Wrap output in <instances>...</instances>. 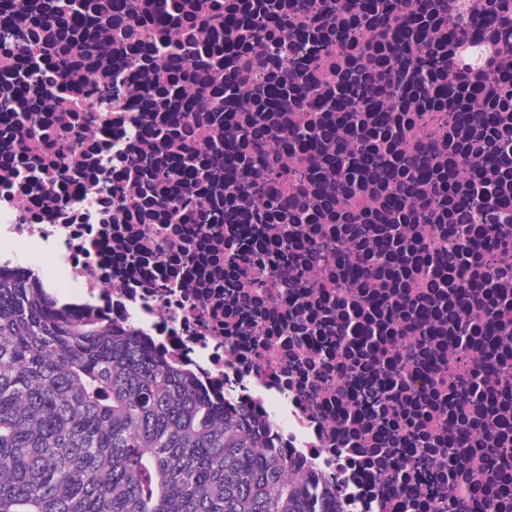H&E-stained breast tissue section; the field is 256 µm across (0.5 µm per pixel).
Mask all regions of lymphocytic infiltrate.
Here are the masks:
<instances>
[{
  "mask_svg": "<svg viewBox=\"0 0 512 512\" xmlns=\"http://www.w3.org/2000/svg\"><path fill=\"white\" fill-rule=\"evenodd\" d=\"M400 6V0H392L385 24L376 30L377 37L389 41L398 61L397 67L387 74V83L391 86L401 77L400 62L410 56L415 46L407 24L398 17ZM140 46L141 55L137 58L120 43L101 48L93 42L87 53L95 57L99 52H106V61L113 70L126 73L134 83L142 82L144 71H152L151 90L131 102L132 107L142 112L155 108L157 87L171 82L182 83L187 89L185 100L170 111L168 120L171 125L183 129L187 144H194L206 130L190 120L199 97L192 73L179 54L170 52L165 59L159 60L148 41H141ZM335 109V125L323 127L316 136L312 133L314 120L310 110L300 107L296 122L310 132L303 154L288 161L279 152H261L262 181H248L238 152L235 148H226L216 163L225 187L246 184L255 196L262 198L268 186L278 185L282 188L278 205H295L306 191L303 172L307 165L326 154L335 157L336 167L340 170L349 163L373 169L376 179L385 184L390 208L397 213L416 209L418 224L434 225L440 212L452 209L458 221L449 225L446 245L431 248L426 238L417 234V224H403L396 226L393 232L377 233L373 225L361 221L367 200L350 196L341 205L350 221L349 230L320 239L313 259L296 268L295 277L309 288H373L377 285L376 271L382 263L397 256L401 241L408 239L427 246L429 255L434 256L438 264L447 266L454 286L455 304L467 317L464 324L448 331V346L458 353L448 365L452 392L462 397L491 381L503 386L512 384V300L507 297L508 289L512 288V227L500 222L504 207L494 180V165L487 161L478 164L475 174L480 180L479 187L456 191L449 203L423 194L417 198L411 195L412 189L423 191L434 185L438 170L430 160L431 155L439 145L447 143L449 131L469 128L472 114L455 113L448 125L424 117L401 132L399 143L404 148L405 168L397 175L392 169L390 152L377 150L370 155L364 154L358 142L351 138L349 129L357 119L353 100L337 98ZM162 171L175 177L174 196L183 202L175 215L176 220L182 224L198 222L204 212V203L193 191L197 174L186 165L182 152L167 153ZM483 210L493 212L496 222L483 230L474 228L473 216ZM466 336L485 337L488 350L478 357L462 352V339Z\"/></svg>",
  "mask_w": 512,
  "mask_h": 512,
  "instance_id": "obj_1",
  "label": "lymphocytic infiltrate"
}]
</instances>
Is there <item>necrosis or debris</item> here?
Returning <instances> with one entry per match:
<instances>
[{
    "instance_id": "1",
    "label": "necrosis or debris",
    "mask_w": 512,
    "mask_h": 512,
    "mask_svg": "<svg viewBox=\"0 0 512 512\" xmlns=\"http://www.w3.org/2000/svg\"><path fill=\"white\" fill-rule=\"evenodd\" d=\"M203 0H136L131 17L112 20L113 31H128L125 46L138 52L142 24L160 7L174 19L195 11ZM268 30L299 17L303 0H229ZM451 12L421 18L406 7L403 18L414 30L429 29L418 45L419 67L409 68L395 100L381 81L393 64L386 45L372 41L375 18L351 10L304 17V40L271 48L249 47L237 35L191 33L183 56L198 75L210 106L199 120L220 132L219 142H203L194 153L209 169L215 146L235 145L244 164L256 160L245 129L277 135L284 155L298 153L293 137L296 98L302 85L288 82V95L265 106V78L297 73L302 64L319 62L326 46L364 41L332 85L310 95L306 104L319 125L336 118L334 100L356 99L359 116L354 137L367 150L397 138L420 115L497 112L512 118V100L471 97L468 85L445 98L437 89L455 73L461 49L441 31L457 11L487 16L512 13V0H449ZM253 60L251 100H244L232 79L241 52ZM129 83L112 79V103L104 112H39L32 122H15L0 131V270L28 278L70 309L94 308L106 320L146 337L164 356L183 365L198 386L222 391L226 400L248 407L253 419L279 447L299 462L301 471L340 500L343 512H444L449 495L474 499L490 512H512V390L490 396L471 394L467 412L481 433L476 446L448 447V419L456 411L448 399V328L461 316L452 304L447 268L437 269V285L423 296L408 294L421 253L404 244L400 260L381 266L377 288H360L348 300L332 288H302L291 265L311 260L323 232L335 229L336 185L327 178L331 161L320 158L307 172L308 196L301 208H264L244 201L240 190L215 179L199 181L207 209L235 212L232 224L212 221L189 226L168 220L158 200L172 180L152 165L182 145V130L168 125L167 102L157 111L130 107ZM392 109V129L379 127L376 114ZM74 120L71 152L65 167L32 160L20 152L22 133L34 131L51 140L65 120ZM152 138L143 141L142 130ZM497 139L481 123L460 132L438 156L441 171L435 193L447 197L449 185L465 186L455 173L462 155L477 160L495 150ZM138 159L143 168L123 185L112 172ZM347 188L371 198L365 223H413L414 212L399 216L387 206L381 185L364 178L358 167L345 170ZM400 296L392 311L387 295ZM430 320L416 336L410 357L391 359L400 347L401 328L421 310ZM358 325L366 338L340 335L342 325ZM366 384L351 399L350 378ZM348 441L337 437L339 428ZM374 473L367 481L362 471Z\"/></svg>"
}]
</instances>
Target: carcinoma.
<instances>
[{
  "instance_id": "carcinoma-1",
  "label": "carcinoma",
  "mask_w": 512,
  "mask_h": 512,
  "mask_svg": "<svg viewBox=\"0 0 512 512\" xmlns=\"http://www.w3.org/2000/svg\"><path fill=\"white\" fill-rule=\"evenodd\" d=\"M459 72L477 67L460 27ZM0 49L33 50L0 24ZM112 102L93 79L91 111ZM0 512H341L224 395L92 309L0 274Z\"/></svg>"
}]
</instances>
